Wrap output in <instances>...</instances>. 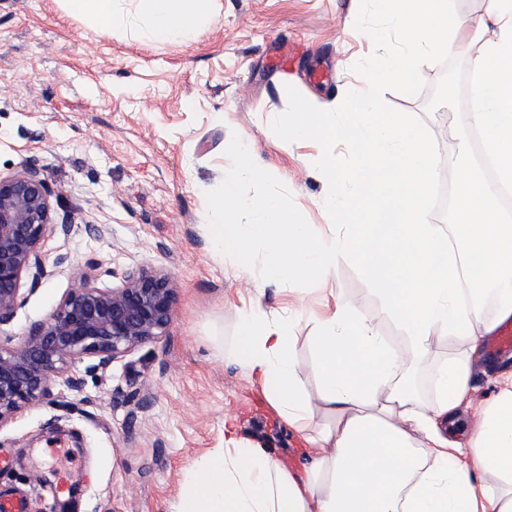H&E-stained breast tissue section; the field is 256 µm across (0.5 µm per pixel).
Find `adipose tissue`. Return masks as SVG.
I'll use <instances>...</instances> for the list:
<instances>
[{
  "instance_id": "obj_1",
  "label": "adipose tissue",
  "mask_w": 512,
  "mask_h": 512,
  "mask_svg": "<svg viewBox=\"0 0 512 512\" xmlns=\"http://www.w3.org/2000/svg\"><path fill=\"white\" fill-rule=\"evenodd\" d=\"M119 2L66 5L105 32L127 24L147 40L188 43L211 0H145L131 20ZM491 2L487 17L475 21L449 16L448 0H372L380 38L391 49L361 64L400 83L414 80L420 58L451 52L469 58L472 118L495 177L463 167L455 182L457 224L428 221L425 203L437 172L423 131L401 113L375 111L369 98L329 104L300 98L277 123L283 140L318 146L313 165L327 185L322 205L331 233L315 230L277 196L237 200L238 185L260 175L247 156L214 195L209 232L238 278L251 275L257 246L267 272L283 283L328 279L338 257L350 256L364 264L410 334L406 351H398L349 303L337 302L317 323V385L310 391L293 354L289 318L253 296L238 311L230 355L260 378L266 401L288 424L304 428L321 413L324 425L308 438L313 461L289 470L225 425L223 448L196 460L172 512H512V376L502 380L468 445L448 440L440 427L468 395L470 359L486 334L512 317V219L499 207L501 187L512 186V0ZM340 144L354 149L350 165L336 162ZM234 202L248 213L247 223L231 220ZM474 252L482 263L468 276L464 268ZM438 329L457 349L439 365L428 403L407 375ZM487 472L501 484L478 492L477 476Z\"/></svg>"
}]
</instances>
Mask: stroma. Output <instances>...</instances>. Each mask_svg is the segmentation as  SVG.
I'll use <instances>...</instances> for the list:
<instances>
[{
  "mask_svg": "<svg viewBox=\"0 0 512 512\" xmlns=\"http://www.w3.org/2000/svg\"><path fill=\"white\" fill-rule=\"evenodd\" d=\"M372 20L368 0H215L187 44L102 33L64 0H0V175L38 163L74 223L69 237L45 243L67 262L49 268L39 285L22 279V305L0 337L20 342L92 263L101 287L142 264L178 284L167 336L118 359L105 376L87 377L82 394H54L0 426V452L10 461L0 491L22 492L27 512H170L194 461L223 447L228 417L244 440L310 464L303 433L265 401L261 380L227 355L251 292L214 248L207 211L242 146L277 178L241 184L240 196L274 193L309 223H326L316 147L281 141L275 123L292 99L370 91L377 111L404 113L434 144L440 176L429 191V218L455 223L443 174L465 162L483 165L465 104L470 61L421 59L415 81L405 83L359 73L360 61L387 50L370 33ZM451 70L460 88L452 96ZM283 80L286 95L277 89ZM92 224L97 232H89ZM252 268L264 284L263 305L293 318L304 376L315 361V316L337 295L405 349L406 329L354 258L339 257L328 281L284 287L268 280L262 250H254ZM511 373L512 363L491 373L471 367L468 396L447 424L450 439L469 440L501 376ZM142 389L150 395L145 412L137 409ZM60 473L70 477L71 501L52 492Z\"/></svg>",
  "mask_w": 512,
  "mask_h": 512,
  "instance_id": "1",
  "label": "stroma"
}]
</instances>
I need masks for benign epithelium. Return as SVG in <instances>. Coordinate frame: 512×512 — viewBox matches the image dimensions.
Instances as JSON below:
<instances>
[{
  "mask_svg": "<svg viewBox=\"0 0 512 512\" xmlns=\"http://www.w3.org/2000/svg\"><path fill=\"white\" fill-rule=\"evenodd\" d=\"M56 191L41 168L30 163L0 176V325L10 322L21 304L20 283H38L48 266L45 241L72 231L69 212L54 216ZM95 267L81 274L50 315L29 327L15 346L0 343V427L25 408L52 394L55 383L83 392L84 374L107 373L131 351L163 338L171 323L177 285L164 270L136 265L112 287L97 285ZM90 360L84 370L76 365Z\"/></svg>",
  "mask_w": 512,
  "mask_h": 512,
  "instance_id": "obj_1",
  "label": "benign epithelium"
}]
</instances>
